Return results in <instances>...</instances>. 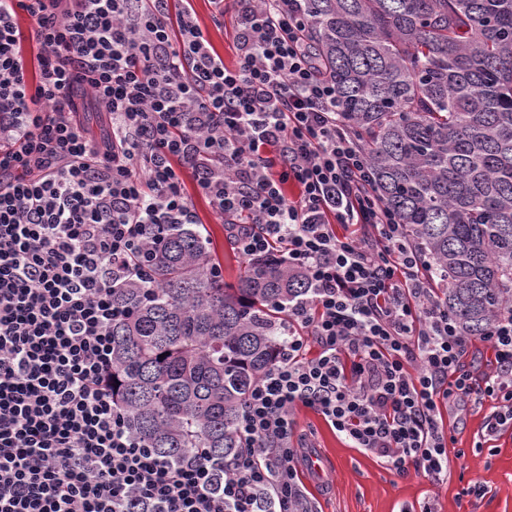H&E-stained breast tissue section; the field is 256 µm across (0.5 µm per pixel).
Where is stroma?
Here are the masks:
<instances>
[{
  "instance_id": "obj_1",
  "label": "stroma",
  "mask_w": 512,
  "mask_h": 512,
  "mask_svg": "<svg viewBox=\"0 0 512 512\" xmlns=\"http://www.w3.org/2000/svg\"><path fill=\"white\" fill-rule=\"evenodd\" d=\"M187 2L211 45L226 64H233L234 7H227L218 18L208 0H171L172 15H179ZM196 208L212 241V256L224 268L225 282L235 283L245 258L234 249L225 225L217 223L206 202L197 200ZM493 406L490 399L475 396L466 406L442 407L453 466L447 481L440 484L414 471L394 475L372 455L350 447L313 411L299 409L296 438L304 449L322 453L329 463L328 490L305 486L310 512H402L423 506L432 512H512V426L487 436L486 418ZM475 484L482 488L477 496L468 492Z\"/></svg>"
}]
</instances>
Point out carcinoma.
<instances>
[{
	"mask_svg": "<svg viewBox=\"0 0 512 512\" xmlns=\"http://www.w3.org/2000/svg\"><path fill=\"white\" fill-rule=\"evenodd\" d=\"M301 15L363 149L377 198L405 224L463 336L512 317V0H304ZM151 282L112 289V399L170 462L242 448L253 384L288 335L306 276L279 255L236 283L200 227L145 252Z\"/></svg>",
	"mask_w": 512,
	"mask_h": 512,
	"instance_id": "1",
	"label": "carcinoma"
}]
</instances>
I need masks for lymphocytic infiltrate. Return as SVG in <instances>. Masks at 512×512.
<instances>
[{
  "label": "lymphocytic infiltrate",
  "mask_w": 512,
  "mask_h": 512,
  "mask_svg": "<svg viewBox=\"0 0 512 512\" xmlns=\"http://www.w3.org/2000/svg\"><path fill=\"white\" fill-rule=\"evenodd\" d=\"M296 3L234 0L229 67L169 0H0V512H256L263 489L277 512H308L301 407L434 483L451 468L444 403L477 393L495 403L487 435L512 425V319L474 378ZM84 98L111 132L89 133ZM199 198L244 258L280 252L309 282L220 483L202 451L159 457L112 400V290L149 281L152 226L198 223Z\"/></svg>",
  "instance_id": "obj_1"
}]
</instances>
